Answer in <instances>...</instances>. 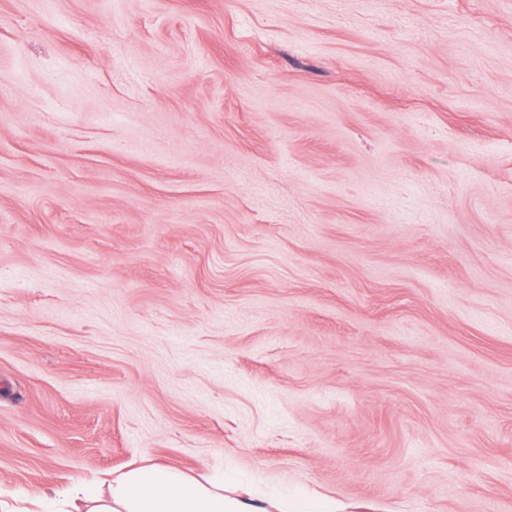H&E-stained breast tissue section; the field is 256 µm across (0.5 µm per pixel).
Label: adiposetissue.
<instances>
[{
	"label": "adipose tissue",
	"mask_w": 512,
	"mask_h": 512,
	"mask_svg": "<svg viewBox=\"0 0 512 512\" xmlns=\"http://www.w3.org/2000/svg\"><path fill=\"white\" fill-rule=\"evenodd\" d=\"M68 512H257L224 485L151 463L112 477L79 482L66 496Z\"/></svg>",
	"instance_id": "adipose-tissue-1"
}]
</instances>
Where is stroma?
<instances>
[{
	"mask_svg": "<svg viewBox=\"0 0 512 512\" xmlns=\"http://www.w3.org/2000/svg\"><path fill=\"white\" fill-rule=\"evenodd\" d=\"M141 461L512 512V0H0V492Z\"/></svg>",
	"mask_w": 512,
	"mask_h": 512,
	"instance_id": "1",
	"label": "stroma"
}]
</instances>
